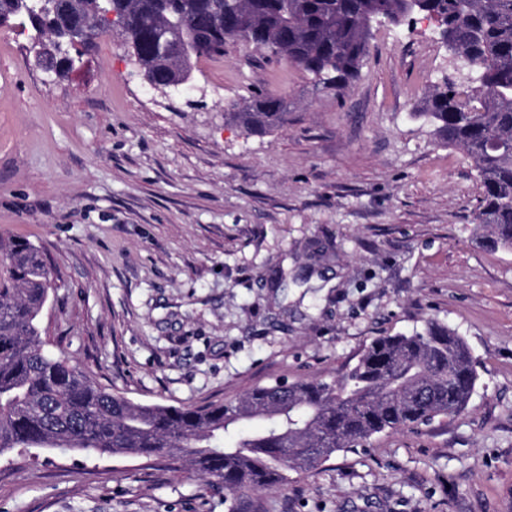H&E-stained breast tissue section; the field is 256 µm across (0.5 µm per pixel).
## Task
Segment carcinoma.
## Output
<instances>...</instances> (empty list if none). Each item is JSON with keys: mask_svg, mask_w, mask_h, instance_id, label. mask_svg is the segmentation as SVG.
<instances>
[{"mask_svg": "<svg viewBox=\"0 0 512 512\" xmlns=\"http://www.w3.org/2000/svg\"><path fill=\"white\" fill-rule=\"evenodd\" d=\"M233 31L213 17L221 0H62L38 19L36 0H0V25L70 43L71 24L96 29L105 11L125 15L126 38L149 81L190 77L200 58L224 56L239 39L288 48V60L313 77L317 91L352 78L370 52L373 28L401 26L408 0H240ZM451 55L473 63L477 85L436 88L416 116L443 144L474 161L481 186L472 223L482 247L512 250V0H423ZM182 56L167 63V31ZM286 103L257 91L232 118L267 134L285 121ZM0 455L67 448L131 458L168 457L213 478L229 496L288 483L338 452L401 427L453 416L470 401L476 366L465 340L440 322L422 333L380 336L334 384L281 383L234 403L201 407L140 405L94 385L70 360L43 348L37 326L51 288L44 259L25 240L0 242ZM263 425L241 429L249 420Z\"/></svg>", "mask_w": 512, "mask_h": 512, "instance_id": "cac0c4a2", "label": "carcinoma"}]
</instances>
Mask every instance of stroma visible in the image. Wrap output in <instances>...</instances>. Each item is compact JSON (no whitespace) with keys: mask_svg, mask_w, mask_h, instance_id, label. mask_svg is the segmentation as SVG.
<instances>
[{"mask_svg":"<svg viewBox=\"0 0 512 512\" xmlns=\"http://www.w3.org/2000/svg\"><path fill=\"white\" fill-rule=\"evenodd\" d=\"M436 28L379 27L337 91L231 40L163 94L121 38L59 76L0 27V241L28 240L55 275L46 351L178 407L335 382L374 338L431 320L470 348L478 381L456 416L289 472L239 512H512V251L477 242L474 163L416 115L459 77ZM259 89L288 101L262 136L229 116ZM229 507L166 459L0 456V512Z\"/></svg>","mask_w":512,"mask_h":512,"instance_id":"1","label":"stroma"}]
</instances>
